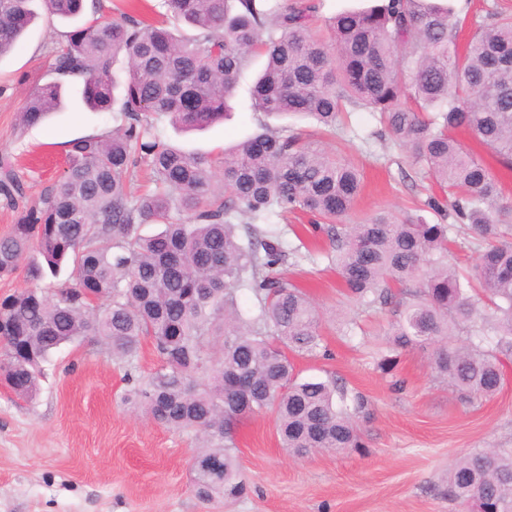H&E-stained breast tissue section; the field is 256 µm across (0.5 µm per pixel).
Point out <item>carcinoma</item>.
Wrapping results in <instances>:
<instances>
[{
  "instance_id": "obj_1",
  "label": "carcinoma",
  "mask_w": 512,
  "mask_h": 512,
  "mask_svg": "<svg viewBox=\"0 0 512 512\" xmlns=\"http://www.w3.org/2000/svg\"><path fill=\"white\" fill-rule=\"evenodd\" d=\"M31 0H0V57L36 14ZM86 0H42L62 19ZM166 14L195 29L184 38L164 23L122 12L69 31L52 63L54 79L33 89L24 127L45 120L75 84L98 112L119 105L122 124L68 143L67 168L0 237V278L23 260L28 286L0 299V363L12 389L36 394L41 365L59 346L99 336L112 356L131 361L151 340L160 366L127 399L163 425L195 433L197 497L211 503L247 490L234 441L236 422L275 416L282 446L302 457L315 449L361 448L357 419L367 406L336 379H302L289 357L328 355L321 316L279 271L302 245H286L269 223L280 213L315 217L329 240L347 296L393 309L379 352L390 373L399 351L462 339L438 349L433 369L468 402L490 398L512 360V203L466 133L512 169V15L487 12L459 48V20L434 0H383L315 26L318 4L296 0H163ZM265 57L252 90L253 111L303 115L336 134L347 108L379 116L394 144L448 190L456 223L431 224L416 209L346 224L361 189L359 171L322 142L286 127L256 132L217 160L164 143L163 118L203 129L224 118L237 80ZM155 189L135 196L126 184L140 165ZM0 194L24 196L12 166L0 162ZM144 224L162 230L144 235ZM468 226L478 262L462 268L449 244ZM73 283H45L63 264ZM250 291L257 313L243 311ZM221 342V354H209ZM448 497L467 512H512V448H488L448 468Z\"/></svg>"
}]
</instances>
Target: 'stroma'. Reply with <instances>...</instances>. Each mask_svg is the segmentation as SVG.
<instances>
[{"label": "stroma", "instance_id": "stroma-1", "mask_svg": "<svg viewBox=\"0 0 512 512\" xmlns=\"http://www.w3.org/2000/svg\"><path fill=\"white\" fill-rule=\"evenodd\" d=\"M73 21L39 14L21 45L0 58V159L23 182L25 204L38 202L63 173L66 144L105 134L117 112H92L76 89L45 122L21 127L28 94L52 80V55ZM254 70H246L230 116L209 128L183 132L160 121V138L186 151L222 156L257 128L251 110ZM327 146L359 167L363 189L347 221L364 223L391 210L441 196L435 179L393 145L376 114L354 109ZM287 240L312 250L290 257L284 272L325 314L321 334L328 357H294L302 377H335L369 400L361 423L364 446L297 458L281 447L272 415L242 420L236 444L246 494L207 504L193 491L197 439L149 420L127 404L131 378L160 365L150 341L128 363L106 342L87 336L56 350L43 367L35 397L0 385V512H463L448 496L446 475L459 457L482 448H512V363L500 392L466 403L437 378L427 349L404 351L393 374L377 365L390 309L349 304L310 218L280 221Z\"/></svg>", "mask_w": 512, "mask_h": 512}]
</instances>
